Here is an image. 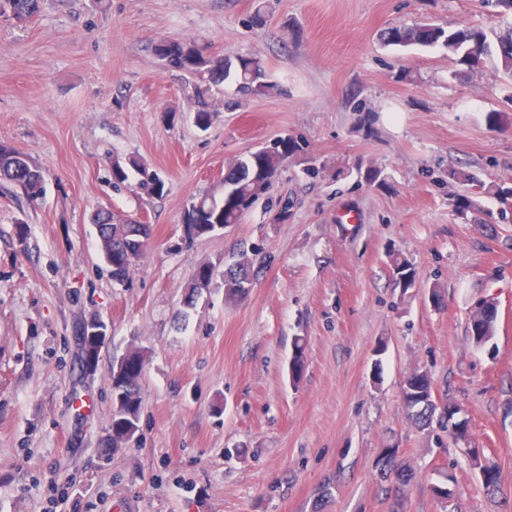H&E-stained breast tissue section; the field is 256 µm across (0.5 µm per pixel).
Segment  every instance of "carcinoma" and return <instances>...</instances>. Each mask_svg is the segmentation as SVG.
I'll return each mask as SVG.
<instances>
[{
    "label": "carcinoma",
    "mask_w": 512,
    "mask_h": 512,
    "mask_svg": "<svg viewBox=\"0 0 512 512\" xmlns=\"http://www.w3.org/2000/svg\"><path fill=\"white\" fill-rule=\"evenodd\" d=\"M9 8L14 18L20 22L31 19L38 9V0H0V10ZM496 39V54L501 69L512 72V32L499 33L493 29H459L448 31L433 22H421L411 27L394 26L382 35L383 44L394 47L417 46L422 48H442L457 57V62L474 69V60L464 53L470 44L479 45L484 53H489L490 38ZM155 55L167 65L182 70L193 77H206L215 85L231 78L238 91L247 94H262L272 89L266 81V73L259 62L242 55H226L221 58L206 54V49L193 41L175 42L159 40L154 47ZM300 145L288 138H281L271 145L262 147L237 159L240 178L224 184L221 199L205 196L192 204L186 212V221L195 225V235L203 236L217 232V227L238 224L245 213L271 188L272 178ZM0 181L19 187L30 199L36 200L44 192V176L30 157L11 144L0 141ZM107 220L112 229L100 230L98 247L100 255L112 254V262L125 263V255L120 242V234L130 227L131 218L100 209L92 216V223ZM392 269L400 274L412 288L416 283L413 265L400 254L391 255ZM253 261L248 252H241L232 264L224 269V301L235 304L241 301L249 290L245 286L252 283ZM304 349L301 343L295 344V356L288 369L289 377L297 381L304 369ZM121 377L124 384L112 388V447L118 449L130 442L138 430L141 406L140 379L143 372V358L138 351L128 353L122 360ZM432 378L423 370L418 385L409 389L402 387L401 400L409 422L420 430L438 424L448 427V421L437 417V412L423 403L430 394ZM380 462L384 478L394 486L396 493L403 494L417 478L415 470L396 459V450L384 449Z\"/></svg>",
    "instance_id": "1"
}]
</instances>
